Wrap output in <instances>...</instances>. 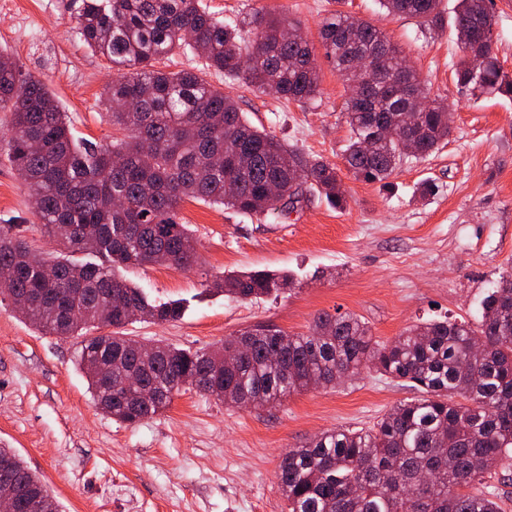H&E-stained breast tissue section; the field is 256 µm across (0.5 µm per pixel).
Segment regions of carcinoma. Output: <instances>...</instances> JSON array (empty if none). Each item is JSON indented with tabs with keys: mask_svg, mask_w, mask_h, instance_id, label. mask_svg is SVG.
<instances>
[{
	"mask_svg": "<svg viewBox=\"0 0 512 512\" xmlns=\"http://www.w3.org/2000/svg\"><path fill=\"white\" fill-rule=\"evenodd\" d=\"M441 0H380L390 15L441 27ZM75 32L107 59L115 74L102 105L126 136L81 146L46 82L0 52V109L12 112L5 157L46 230L65 231L68 247L94 260L55 259V276L42 275L27 242L0 231V268L16 277L4 283L13 297L29 298L19 311L42 331L73 336L92 327L120 328L136 318L155 323L182 318L179 301L154 304L130 286V266L190 267L192 234L180 223L186 199L203 200L243 215L282 210L267 192L295 188L303 174L326 202L345 204L335 166L306 158L277 136L252 126L237 103L193 69L163 72L156 63L186 46L208 65L241 79L261 94L299 104L319 94V76L300 24L262 9L242 25L217 19L202 0H69ZM451 30L467 64L457 81L474 93L512 97V76L494 50L490 0H457ZM320 37L327 58L347 82V122L353 137L346 165L366 182L387 180L407 157L401 139L417 144L413 158L445 145L452 119L445 105L423 103L417 73L397 74L399 48L380 29L336 12ZM369 59V82L347 68L349 57ZM294 285L285 272L223 274L205 291L230 299H259ZM482 337L486 346H476ZM135 342L114 332L87 336L78 365L99 408L134 425L166 409L181 379L226 405L263 407L301 390L352 381L364 367L398 380L419 396L400 403L370 429L327 430L280 462L288 512H499L493 494L474 493L495 464L512 466V270H504L482 301L477 325L436 319L407 328L391 343L350 314H320L305 334L256 325L221 346L192 351ZM460 397L458 403L454 398ZM14 512H62L47 486L9 449L0 448Z\"/></svg>",
	"mask_w": 512,
	"mask_h": 512,
	"instance_id": "carcinoma-1",
	"label": "carcinoma"
}]
</instances>
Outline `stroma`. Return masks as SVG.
I'll list each match as a JSON object with an SVG mask.
<instances>
[{
    "label": "stroma",
    "mask_w": 512,
    "mask_h": 512,
    "mask_svg": "<svg viewBox=\"0 0 512 512\" xmlns=\"http://www.w3.org/2000/svg\"><path fill=\"white\" fill-rule=\"evenodd\" d=\"M11 3L10 10L0 9V50L49 84L75 140L105 144L122 137L101 104L112 68L77 37L62 0ZM203 3L221 19L242 18L257 4L298 20L318 65L319 95L299 105L254 92L182 49L160 68L199 70L253 125L309 158L335 164L346 204L330 207L312 190L287 216L183 202L179 218L197 242L196 264L136 266L123 276L150 298H182L188 308L180 321L136 320L121 327V335L203 350L256 324L305 333L322 313L355 315L384 343L432 318L477 323L490 283L512 267V98L473 95L457 81L465 55L449 28L389 15L377 0ZM339 10L386 33L429 99L452 114V133L439 152L403 161L382 182L359 180L345 165L351 137L342 111L346 87L319 36L324 18ZM426 182L433 191L425 196ZM6 224L44 257L65 256L0 155V226ZM265 268L294 272L297 282L258 300L203 293L205 280ZM81 342L44 333L0 293V448L16 453L63 512H288L278 479L286 449L326 430L372 428L415 395L365 368L355 381L258 408L230 407L186 387L161 413L128 425L94 401L78 367Z\"/></svg>",
    "instance_id": "obj_1"
}]
</instances>
